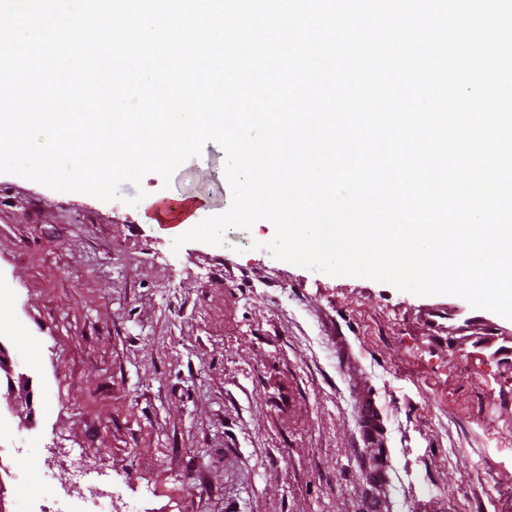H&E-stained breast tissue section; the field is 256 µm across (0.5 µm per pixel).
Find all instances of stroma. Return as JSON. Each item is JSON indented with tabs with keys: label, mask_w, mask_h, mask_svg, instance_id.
<instances>
[{
	"label": "stroma",
	"mask_w": 512,
	"mask_h": 512,
	"mask_svg": "<svg viewBox=\"0 0 512 512\" xmlns=\"http://www.w3.org/2000/svg\"><path fill=\"white\" fill-rule=\"evenodd\" d=\"M207 143L124 199L0 174V342L34 393L0 408V504L38 477L80 512L70 449L112 512H512V320L428 335L425 297L272 258V222L171 244L137 189L226 211ZM383 425L360 424L363 391Z\"/></svg>",
	"instance_id": "stroma-1"
}]
</instances>
